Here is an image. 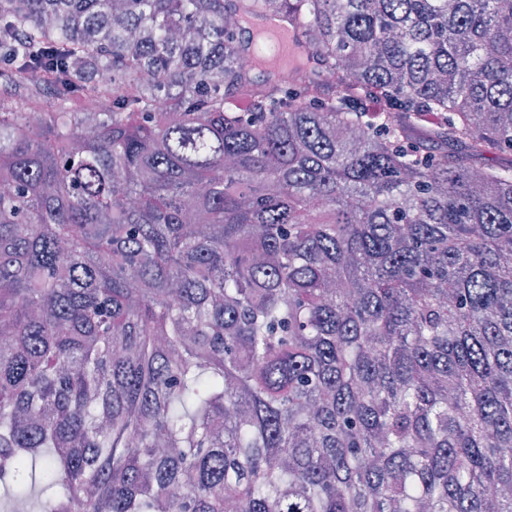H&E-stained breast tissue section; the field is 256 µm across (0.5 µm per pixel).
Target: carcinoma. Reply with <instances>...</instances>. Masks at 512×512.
Returning a JSON list of instances; mask_svg holds the SVG:
<instances>
[{
	"label": "carcinoma",
	"instance_id": "1",
	"mask_svg": "<svg viewBox=\"0 0 512 512\" xmlns=\"http://www.w3.org/2000/svg\"><path fill=\"white\" fill-rule=\"evenodd\" d=\"M0 72L3 512H512V0H0ZM278 19L279 21L271 25L259 22L254 27H251L249 32L251 30L264 32L269 39L276 43L281 56L307 54L305 47H298L293 42L292 23L288 16L280 14Z\"/></svg>",
	"mask_w": 512,
	"mask_h": 512
}]
</instances>
